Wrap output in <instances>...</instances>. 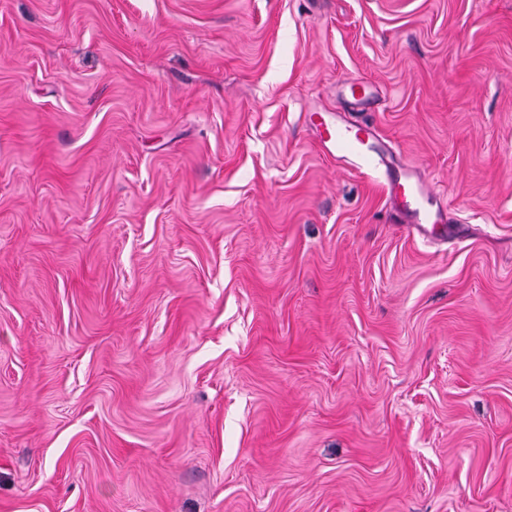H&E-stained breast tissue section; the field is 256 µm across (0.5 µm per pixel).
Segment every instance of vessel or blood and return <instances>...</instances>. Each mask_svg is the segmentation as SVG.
Returning a JSON list of instances; mask_svg holds the SVG:
<instances>
[{
    "label": "vessel or blood",
    "mask_w": 512,
    "mask_h": 512,
    "mask_svg": "<svg viewBox=\"0 0 512 512\" xmlns=\"http://www.w3.org/2000/svg\"><path fill=\"white\" fill-rule=\"evenodd\" d=\"M315 126L323 147L345 163L383 171L389 201L402 211L408 223L427 229L433 221L428 206L431 194L418 171H395L389 151L377 145L370 127L350 125L333 117L317 118Z\"/></svg>",
    "instance_id": "vessel-or-blood-1"
}]
</instances>
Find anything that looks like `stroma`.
I'll return each instance as SVG.
<instances>
[{
	"label": "stroma",
	"instance_id": "stroma-1",
	"mask_svg": "<svg viewBox=\"0 0 512 512\" xmlns=\"http://www.w3.org/2000/svg\"><path fill=\"white\" fill-rule=\"evenodd\" d=\"M0 512H512V0H0ZM309 119L316 126L323 147L336 154V157L358 169L367 167L384 170L386 196L402 211L407 224H414L435 237H444V234H440L441 229L437 230L434 224L446 222L433 219L428 206L432 195L424 179L415 170L396 172L390 152L380 144L375 145L378 139L369 126L350 125L334 117L324 118L316 112L311 113ZM428 224H432V227Z\"/></svg>",
	"mask_w": 512,
	"mask_h": 512
}]
</instances>
